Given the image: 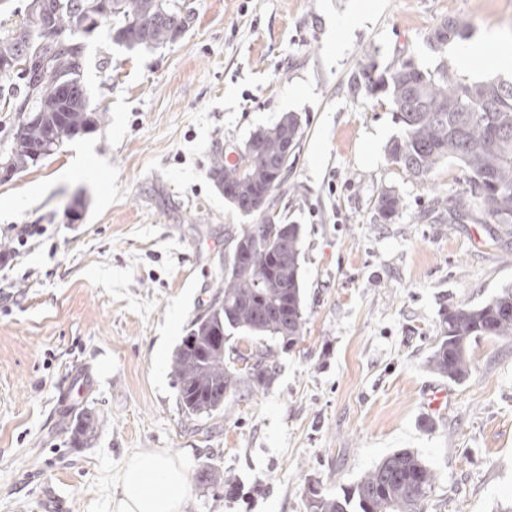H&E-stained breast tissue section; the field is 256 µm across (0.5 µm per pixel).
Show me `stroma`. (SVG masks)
Returning <instances> with one entry per match:
<instances>
[{"mask_svg":"<svg viewBox=\"0 0 512 512\" xmlns=\"http://www.w3.org/2000/svg\"><path fill=\"white\" fill-rule=\"evenodd\" d=\"M189 3V30L163 47L117 45L105 21L87 35L82 81L103 121L0 180V240L14 224L45 228L0 266L11 292L0 298V512H45L50 492L68 512H112L123 462L145 448L188 457L187 512H305L309 481L342 492L404 448L436 475L423 512H503L512 338L472 342V374L447 384L440 416L427 407L440 378L426 359L443 307L512 286V233L424 219L469 176L445 162L422 180L394 164L393 109L353 77L360 64L381 72L406 58L432 73L451 66V47L429 43L449 17L468 21L474 41L501 31L497 57L512 58V0ZM288 112L303 137L272 205L302 228L304 340L288 351L235 332L230 347L272 351L275 379L190 419L172 358L216 301L247 222L213 185L210 161ZM386 191L405 207L382 224ZM77 198L82 217L66 223ZM77 374L89 389L61 402ZM88 416L93 434L74 441Z\"/></svg>","mask_w":512,"mask_h":512,"instance_id":"obj_1","label":"stroma"}]
</instances>
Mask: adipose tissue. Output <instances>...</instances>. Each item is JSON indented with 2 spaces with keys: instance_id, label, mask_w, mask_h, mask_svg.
<instances>
[{
  "instance_id": "1",
  "label": "adipose tissue",
  "mask_w": 512,
  "mask_h": 512,
  "mask_svg": "<svg viewBox=\"0 0 512 512\" xmlns=\"http://www.w3.org/2000/svg\"><path fill=\"white\" fill-rule=\"evenodd\" d=\"M187 461L160 448L130 455L124 462L112 512H184L190 496Z\"/></svg>"
}]
</instances>
